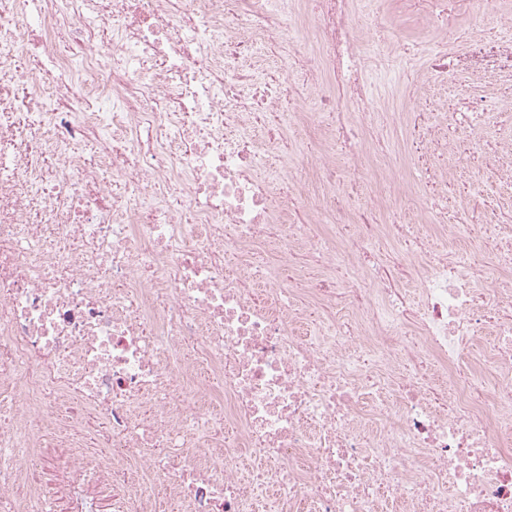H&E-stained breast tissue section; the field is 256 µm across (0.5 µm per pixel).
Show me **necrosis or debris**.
I'll list each match as a JSON object with an SVG mask.
<instances>
[{
	"mask_svg": "<svg viewBox=\"0 0 512 512\" xmlns=\"http://www.w3.org/2000/svg\"><path fill=\"white\" fill-rule=\"evenodd\" d=\"M369 2L0 0V512L53 448L71 512H512V239L362 150L462 144L368 95Z\"/></svg>",
	"mask_w": 512,
	"mask_h": 512,
	"instance_id": "4bbe7bcc",
	"label": "necrosis or debris"
}]
</instances>
